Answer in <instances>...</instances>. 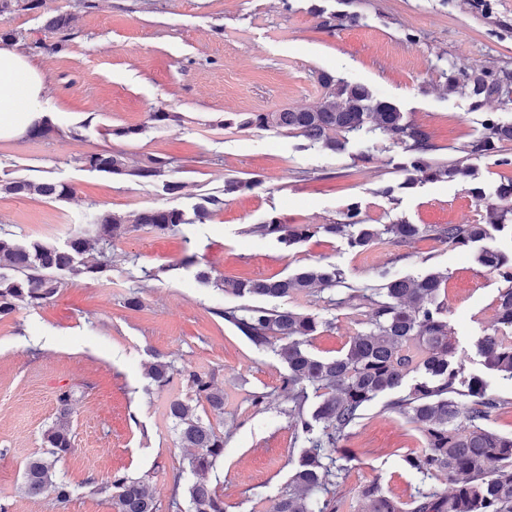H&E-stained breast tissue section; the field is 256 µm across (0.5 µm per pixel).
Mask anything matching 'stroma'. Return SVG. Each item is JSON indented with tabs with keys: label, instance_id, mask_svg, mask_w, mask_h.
<instances>
[{
	"label": "stroma",
	"instance_id": "1",
	"mask_svg": "<svg viewBox=\"0 0 512 512\" xmlns=\"http://www.w3.org/2000/svg\"><path fill=\"white\" fill-rule=\"evenodd\" d=\"M489 2L485 8L476 0H39L32 10L28 0H14L0 13V32H13L17 49L45 76L41 107L56 127L46 138L0 139V184L52 180L74 187L64 200L0 191V231L61 246L74 233H92L89 217L98 210L189 214L205 197L223 195L227 178L252 183L223 195V209L206 223L166 233L131 229L107 250L102 278L65 279L45 305L0 319V512H56L52 492L28 497L21 481L64 390L73 393V450L58 468L72 493L57 512H114L86 483L117 473L145 478L155 499L168 505L188 451L165 408L172 397L194 393L179 374L164 388L154 386L145 367L158 355L209 373L224 390L223 413L202 402L196 413L224 436V457L206 479L226 512H271L299 456L284 413L287 368L272 349L256 348L220 318L239 303L214 287L224 277L281 278L303 266L336 267L341 287L261 301L318 317L323 326L309 349L333 357L372 316L371 305L346 304L349 289L378 287L385 269L399 278L445 274L438 301L456 357L466 374L485 377L506 401L488 426L512 435V380L488 374L478 351L479 338L499 327L496 300L507 283L478 262L476 247L425 237L360 252L319 233L287 252L275 238L249 232L272 220L340 222L352 206L367 224L485 223V205L473 191L494 197L512 177V141L486 158H468L465 149L488 115L512 122V105L491 99L474 106L449 92L446 73L452 61L512 70V0ZM318 8L328 15L356 11L361 20L329 32L319 25ZM59 15L70 26L51 32L47 23ZM320 71L365 84L396 105L431 132L436 162H470L475 177L406 189L410 154L387 136L351 135L332 152L289 132L240 127L251 112L317 106L324 97ZM158 110L179 113V122L153 124L149 115ZM127 126L142 132L116 136ZM112 149L133 166L168 156L181 193L83 166V156ZM388 185L395 191L386 196ZM201 270L209 281L198 279ZM133 293L141 299L136 310L125 305ZM257 394L265 395L264 405H254ZM402 395L381 394L353 427L345 446L354 458L335 488L338 512H362L360 492L373 482L403 502L425 482L450 493L444 473L426 481L403 460L424 442L417 425L389 407Z\"/></svg>",
	"mask_w": 512,
	"mask_h": 512
}]
</instances>
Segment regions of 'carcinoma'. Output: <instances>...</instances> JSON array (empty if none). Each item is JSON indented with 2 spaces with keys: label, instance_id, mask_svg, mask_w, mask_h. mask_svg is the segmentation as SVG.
Wrapping results in <instances>:
<instances>
[{
  "label": "carcinoma",
  "instance_id": "carcinoma-1",
  "mask_svg": "<svg viewBox=\"0 0 512 512\" xmlns=\"http://www.w3.org/2000/svg\"><path fill=\"white\" fill-rule=\"evenodd\" d=\"M321 17L320 26L332 31L359 21L355 12ZM317 80L325 89L323 102L313 109L285 108L249 114L240 126L256 130L278 129L294 132L311 145L334 151L341 146L339 137L361 131L370 119L373 132L387 135L411 154L406 184L417 181L455 179L472 175L463 164H434L429 152L432 137L423 126L405 118L392 103L374 96L363 84L348 82L328 72ZM512 73L451 64L448 68V91L475 99L481 105L488 98L512 104L508 85ZM512 141V124L495 117L484 120L479 137L467 145L470 157L481 158L497 152L498 145ZM91 170L129 176L144 181L163 180L164 190L178 195L180 181L169 178L170 159L151 156L137 167L128 165L124 153L103 150L82 158ZM0 189L18 196L39 195L61 200L73 194L65 182H31L15 180ZM484 199L488 224H501L504 213ZM224 199L213 196L193 209L188 218L177 208H152L134 219L110 211L99 212L92 225L94 236L76 233L64 246L41 241L21 243L0 235V316L25 305L39 307L58 292L66 277L98 274L105 265L88 255L101 252L131 230V225H149L167 232L181 224H204ZM486 224V225H488ZM484 224H364L359 212L350 208L341 223L278 224L274 221L255 224L250 232L272 236L285 248H292L322 232L347 240L351 247L365 248L387 237L399 244L422 237L441 243L469 247L488 238ZM478 260L499 271L512 283V262L490 246L480 249ZM383 283L371 299L374 306L371 327L349 340L347 349L335 357H320L308 350L311 336L322 326L320 320L288 308H265L243 305L220 312L257 347H270L286 365L288 374L282 392L292 404L289 416L302 439V451L288 487L281 493L275 512H337L331 488L345 476L347 466L338 460H352L349 449L341 447L351 427L361 418L366 405L378 395L405 384L411 373L421 378L410 385L408 393L390 402V408L405 415L423 434L424 448L409 453L405 462L410 469L428 478L438 472L448 476L452 492L447 497L433 490H421L408 502H401L372 484L361 492L363 512H512V436L488 429L485 422L505 406V401L488 390L479 377L465 378L464 366L456 361L455 348L448 336V321L443 308L436 304L445 276L439 272L419 278H390L381 274ZM341 276L334 267H304L281 279H222L217 287L239 298H287L294 292L313 288H335ZM497 320L512 327V286L501 291L497 300ZM484 368L491 374L512 380V340L498 333L486 334L478 341ZM178 372L173 362L162 356L148 366L147 375L162 388ZM197 401L207 403L212 412L224 413V389L213 377L194 370H184ZM313 393H308V390ZM317 398L312 413L305 411L310 395ZM73 393L62 391L57 397L55 421L42 433L44 450L30 459L23 471V488L30 497L47 490L54 493L55 504L67 502L69 483L59 478L56 465L71 451L70 419ZM167 416L173 421L179 443L192 452L187 467L174 479L175 487L186 485L187 512H225L224 499L203 475L216 468L224 457V436L195 414L190 403L180 397L169 400ZM91 493L106 494L115 512H159V505L144 482L115 474L112 480L91 486Z\"/></svg>",
  "mask_w": 512,
  "mask_h": 512
}]
</instances>
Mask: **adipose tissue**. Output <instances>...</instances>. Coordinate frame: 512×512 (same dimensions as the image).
<instances>
[{
  "mask_svg": "<svg viewBox=\"0 0 512 512\" xmlns=\"http://www.w3.org/2000/svg\"><path fill=\"white\" fill-rule=\"evenodd\" d=\"M44 75L13 45L0 44V139L26 135L43 118Z\"/></svg>",
  "mask_w": 512,
  "mask_h": 512,
  "instance_id": "obj_1",
  "label": "adipose tissue"
}]
</instances>
